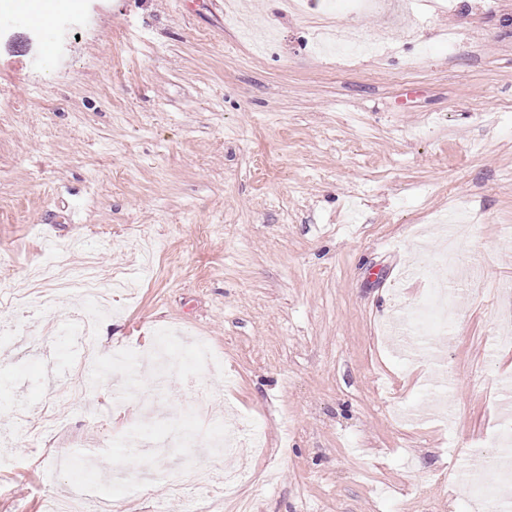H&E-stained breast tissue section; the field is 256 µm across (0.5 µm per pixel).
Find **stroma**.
I'll list each match as a JSON object with an SVG mask.
<instances>
[{"label":"stroma","instance_id":"obj_1","mask_svg":"<svg viewBox=\"0 0 512 512\" xmlns=\"http://www.w3.org/2000/svg\"><path fill=\"white\" fill-rule=\"evenodd\" d=\"M107 0L91 36L58 57L26 22L0 46V247L13 257L0 321L32 326L0 346V512H55L76 485L122 512H421L443 470L461 471L498 429L512 348L496 303L512 283V0H384L379 11L305 17L263 0ZM335 21L378 51H317ZM465 225L482 287L462 286L451 336L405 362L379 336L432 226ZM98 272L112 310L99 360L174 334L164 386L117 375L90 387L64 321ZM43 288L50 305L37 303ZM205 344L213 360L194 355ZM64 371L48 382L45 361ZM446 392L452 423L412 427L394 409ZM258 434L238 457L171 443L215 425ZM227 500L178 491L186 475Z\"/></svg>","mask_w":512,"mask_h":512}]
</instances>
